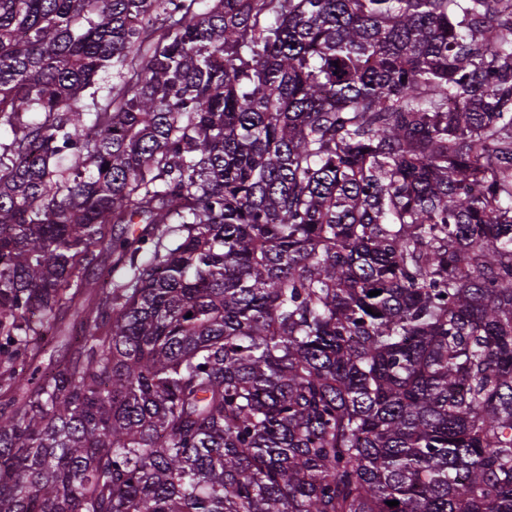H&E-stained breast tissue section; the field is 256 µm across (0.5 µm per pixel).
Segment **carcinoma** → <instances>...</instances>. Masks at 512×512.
<instances>
[{
    "label": "carcinoma",
    "instance_id": "obj_1",
    "mask_svg": "<svg viewBox=\"0 0 512 512\" xmlns=\"http://www.w3.org/2000/svg\"><path fill=\"white\" fill-rule=\"evenodd\" d=\"M1 129L0 512H512V0H0Z\"/></svg>",
    "mask_w": 512,
    "mask_h": 512
}]
</instances>
